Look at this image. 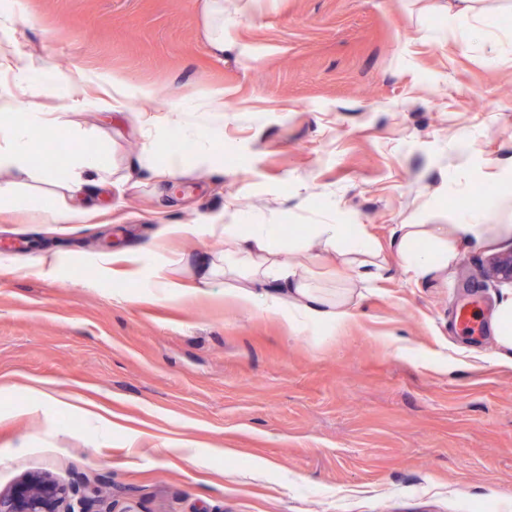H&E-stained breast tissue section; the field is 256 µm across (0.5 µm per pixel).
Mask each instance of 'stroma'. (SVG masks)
<instances>
[{
  "instance_id": "obj_1",
  "label": "stroma",
  "mask_w": 512,
  "mask_h": 512,
  "mask_svg": "<svg viewBox=\"0 0 512 512\" xmlns=\"http://www.w3.org/2000/svg\"><path fill=\"white\" fill-rule=\"evenodd\" d=\"M204 0H0L20 4L0 56L46 54L152 90L132 111L89 116L69 150L123 170L142 138L135 112L223 92L215 171L147 189H108L87 224L46 227L0 214V491L47 471L89 512H512V367L493 318L512 287L486 281L489 235L448 270L413 281L389 243L400 224L485 223L495 179L512 186V0H481L491 27L448 0H224L215 56ZM239 210L305 239L353 224L389 263L359 289L345 326L289 329L223 284L150 296L100 256L144 248L194 284L224 237L158 238ZM471 303L469 334L456 321ZM42 381L115 424L25 406ZM186 449L171 450V440Z\"/></svg>"
}]
</instances>
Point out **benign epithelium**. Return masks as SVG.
Wrapping results in <instances>:
<instances>
[{"label":"benign epithelium","instance_id":"benign-epithelium-1","mask_svg":"<svg viewBox=\"0 0 512 512\" xmlns=\"http://www.w3.org/2000/svg\"><path fill=\"white\" fill-rule=\"evenodd\" d=\"M486 276L496 282L512 283V250L492 255ZM0 512H86L85 499L73 486L48 472L31 474L12 490L0 492Z\"/></svg>","mask_w":512,"mask_h":512}]
</instances>
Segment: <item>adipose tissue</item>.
Listing matches in <instances>:
<instances>
[{"instance_id": "ef3b65f1", "label": "adipose tissue", "mask_w": 512, "mask_h": 512, "mask_svg": "<svg viewBox=\"0 0 512 512\" xmlns=\"http://www.w3.org/2000/svg\"><path fill=\"white\" fill-rule=\"evenodd\" d=\"M0 71L12 77L11 82L0 85V208L27 212L32 223H85L90 211L76 206L75 201L88 188L105 189L116 182L160 184L205 170L217 161L213 144L224 115L214 97L205 95L165 114L140 116L142 150L123 175H114L104 156L81 152L70 156L64 173H57L51 160L36 162L40 146L29 137L31 127H41L50 137L65 135L76 140L87 132L84 115L128 111L132 96L150 98V89L135 92L123 76L104 81L79 67L68 77L67 91L58 92L54 89L55 75L44 71L39 56L32 53L0 58ZM36 82L53 97L52 109L33 102L26 112L17 113L21 97L30 94ZM173 133L192 143L190 156L161 152L162 139ZM56 175L63 181L60 193L41 196L20 189L21 180L48 183ZM487 230L477 215L461 218L451 228L444 224H402L392 237V245L400 263L420 280L433 270L447 268L456 256L458 243L480 244ZM205 233L223 235L224 254L202 268L200 287L223 279L225 296L276 313L292 328L341 327L353 317V289L315 283L312 268L319 253L335 254L364 267L373 264L370 240L362 230L344 224L313 225L308 242L284 240L274 224H228L220 213L205 224H168L163 228L167 237L192 239ZM289 251L294 257L288 261L284 255ZM141 259V251L135 249L113 253L112 269L128 280L146 278L147 288L156 297L173 299L180 295L182 284L168 275L166 264H158L146 277Z\"/></svg>"}]
</instances>
